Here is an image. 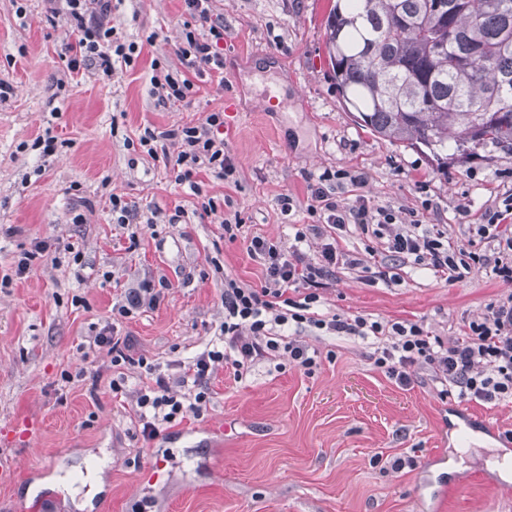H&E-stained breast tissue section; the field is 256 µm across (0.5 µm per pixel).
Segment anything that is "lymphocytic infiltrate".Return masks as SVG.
<instances>
[{"label": "lymphocytic infiltrate", "instance_id": "obj_1", "mask_svg": "<svg viewBox=\"0 0 512 512\" xmlns=\"http://www.w3.org/2000/svg\"><path fill=\"white\" fill-rule=\"evenodd\" d=\"M65 2L73 27L66 45L70 69L98 63L104 75H111L116 64L131 65L139 56L137 43L115 38L109 24L112 0H47L50 14H57V2ZM186 17L182 22L183 44L179 54L185 73L166 76L161 97L172 103L185 101L194 91V78L218 77L224 72V23L214 17L211 0H184ZM224 125L220 112L208 113L198 124H185L155 132L145 130L139 143L149 156H157V144L173 141L180 150L175 159L179 183H193L200 171L231 181L237 167L224 152L218 132ZM306 213L308 230H296L293 243L252 237L249 253L264 267L260 285L224 279V320L219 326L221 344L198 353L184 364L176 378L147 366L146 379L139 390V421L146 438L182 417L184 410L206 407L208 383L216 364L231 366L235 376L261 358L280 354L305 371L318 365V352L297 336L287 335L285 326L310 325L339 335L373 337L379 340L374 363L401 384H410L418 369L432 372L442 389L440 398L458 396L468 401L493 404L512 397V292L489 304L477 319H463L458 336L450 340L432 335L423 322L381 323L362 316L339 313L323 318L312 306L320 299L319 290L337 268L362 265L359 253L343 244L342 232L354 229L359 235L380 241L370 249L379 257L375 279L389 281L394 262L409 259L448 283L463 281L472 269H481L512 289V195L501 207L485 211L483 221L468 227L469 237L452 241L447 231L425 223L417 213L401 216L394 209L370 205L365 196L341 203L329 174L319 175L309 185ZM493 243L492 253L475 250L476 240ZM303 291L295 299V291ZM159 292L150 280L129 291L124 300L112 306V321L92 336L93 346L107 350L113 365L128 361L132 341L116 333V324L133 309L156 306Z\"/></svg>", "mask_w": 512, "mask_h": 512}]
</instances>
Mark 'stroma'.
I'll list each match as a JSON object with an SVG mask.
<instances>
[{
	"label": "stroma",
	"mask_w": 512,
	"mask_h": 512,
	"mask_svg": "<svg viewBox=\"0 0 512 512\" xmlns=\"http://www.w3.org/2000/svg\"><path fill=\"white\" fill-rule=\"evenodd\" d=\"M330 6L212 0L224 21V79L173 106L154 95L152 78L185 70L183 0H117L111 25L142 52L134 68L110 77L68 68L66 14L48 19L44 0H25L20 14L13 0H0V277L12 278L0 288V466L9 472L0 512H21L38 495L51 512H512V476L496 466L512 459V401L441 399L424 369L401 385L374 365L368 339L305 328L320 353L313 373L285 357L255 361L239 379L220 366L202 413H186L153 439L137 422L140 360L174 377L215 343L225 275L261 284L249 241L284 239L291 225L307 223V175H362V185L343 182V199L361 194L414 211L430 201V223L459 240L512 193V153L489 148L439 168L357 124L329 73ZM264 89L287 109H267ZM214 111L224 114L236 180L203 173L195 193L175 180L177 145L155 160L138 140L145 129L198 123ZM114 192L137 208L136 230L113 221ZM283 193L301 204L287 217L277 206ZM209 199L216 210L207 214ZM236 214L243 223L230 242L222 222ZM38 241L48 250L16 275L18 257ZM397 272L399 282L372 286V269H338L314 309L421 321L447 340L462 318L512 292L481 270L453 284L409 261ZM145 276L168 287L156 307L120 322L133 349L116 369L89 338ZM455 407L490 423L496 437L475 433L460 443L448 432ZM24 416L39 431L7 439ZM159 464L163 476L145 479Z\"/></svg>",
	"instance_id": "stroma-1"
}]
</instances>
